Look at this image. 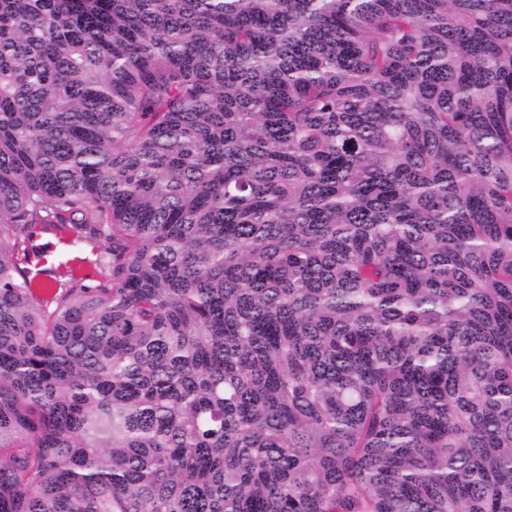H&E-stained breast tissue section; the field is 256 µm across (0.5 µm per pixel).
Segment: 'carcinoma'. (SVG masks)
<instances>
[{
	"instance_id": "cac0c4a2",
	"label": "carcinoma",
	"mask_w": 512,
	"mask_h": 512,
	"mask_svg": "<svg viewBox=\"0 0 512 512\" xmlns=\"http://www.w3.org/2000/svg\"><path fill=\"white\" fill-rule=\"evenodd\" d=\"M0 512H512V0H0ZM31 241L34 251L44 256L43 261L37 262L33 258L31 265L32 272L38 273L39 279L49 285H55V279L59 265L89 268L88 263H80L75 259H92V245L84 241L69 242L64 235H60L56 229L49 224H34L30 229ZM43 274V276H42Z\"/></svg>"
}]
</instances>
